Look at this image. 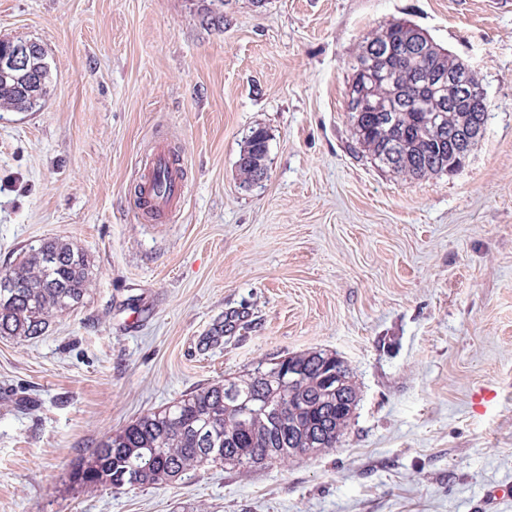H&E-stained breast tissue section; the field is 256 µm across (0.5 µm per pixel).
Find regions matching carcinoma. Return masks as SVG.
<instances>
[{
	"instance_id": "cac0c4a2",
	"label": "carcinoma",
	"mask_w": 512,
	"mask_h": 512,
	"mask_svg": "<svg viewBox=\"0 0 512 512\" xmlns=\"http://www.w3.org/2000/svg\"><path fill=\"white\" fill-rule=\"evenodd\" d=\"M458 58L392 22L370 34L351 64L358 86L378 103L351 111L353 139L370 162L398 176L422 179L462 166L457 147L436 128L487 116L443 106L448 86L434 75ZM23 81L0 75V111L41 108L53 75L46 51L35 50ZM266 130L246 137L242 183L261 179ZM93 276L87 254L62 238L44 239L0 275V337L25 341L53 318L84 303ZM357 405L356 385L343 360L308 351L261 365L233 379L198 388L107 434L70 472L84 491L169 485L188 470L221 466L248 472L336 447Z\"/></svg>"
}]
</instances>
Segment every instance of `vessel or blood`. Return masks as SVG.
Instances as JSON below:
<instances>
[{"mask_svg":"<svg viewBox=\"0 0 512 512\" xmlns=\"http://www.w3.org/2000/svg\"><path fill=\"white\" fill-rule=\"evenodd\" d=\"M164 168L168 174L165 190H157L154 183L155 168ZM184 194V178L180 163L167 145H157L152 153L149 168L140 176L135 188L138 216L167 217L179 208Z\"/></svg>","mask_w":512,"mask_h":512,"instance_id":"vessel-or-blood-1","label":"vessel or blood"}]
</instances>
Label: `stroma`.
I'll return each instance as SVG.
<instances>
[{
  "label": "stroma",
  "mask_w": 512,
  "mask_h": 512,
  "mask_svg": "<svg viewBox=\"0 0 512 512\" xmlns=\"http://www.w3.org/2000/svg\"><path fill=\"white\" fill-rule=\"evenodd\" d=\"M0 0L42 44L35 112H0V270L59 237L83 306L0 338V512H512V0ZM409 21L491 110L456 172L404 179L356 147L350 63ZM266 177L240 187L251 129ZM171 141L187 190L141 222L134 178ZM220 344L201 340L225 318ZM322 350L359 401L337 447L247 474L72 489L109 432L261 362Z\"/></svg>",
  "instance_id": "obj_1"
}]
</instances>
